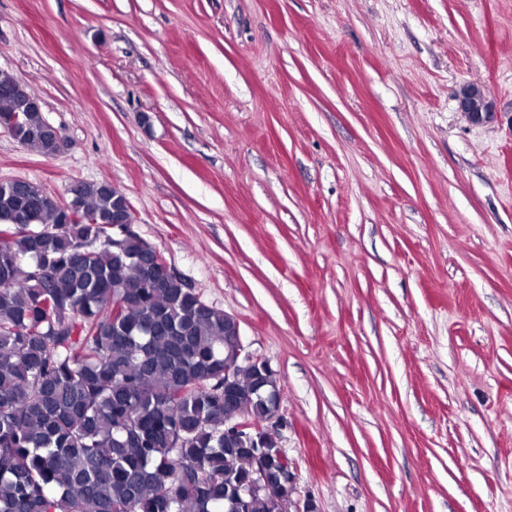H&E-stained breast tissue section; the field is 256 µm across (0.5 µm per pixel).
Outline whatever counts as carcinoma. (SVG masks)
Segmentation results:
<instances>
[{
    "mask_svg": "<svg viewBox=\"0 0 512 512\" xmlns=\"http://www.w3.org/2000/svg\"><path fill=\"white\" fill-rule=\"evenodd\" d=\"M0 119L22 108L20 144L54 155L37 133L43 110L8 94ZM69 215L42 194L0 189V512H224L250 478L248 453L224 441V311L179 275L146 265L147 241L112 247L126 196L78 184ZM38 221L17 226L15 216ZM238 384L268 391L271 373L238 368ZM275 403L255 396L244 419ZM270 446V490L238 512H281L294 474Z\"/></svg>",
    "mask_w": 512,
    "mask_h": 512,
    "instance_id": "carcinoma-1",
    "label": "carcinoma"
}]
</instances>
